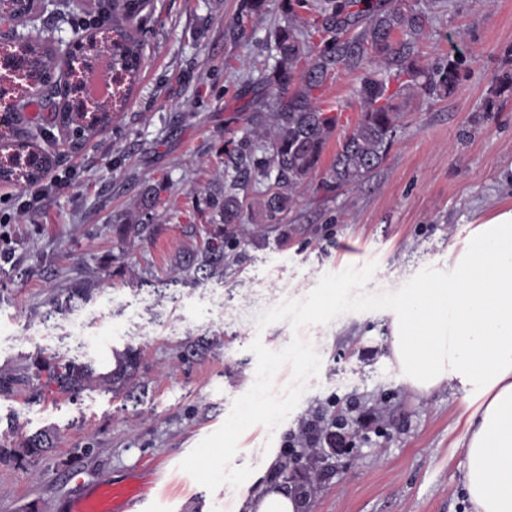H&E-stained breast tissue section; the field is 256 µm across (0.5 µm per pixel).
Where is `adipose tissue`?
<instances>
[{
	"instance_id": "ef3b65f1",
	"label": "adipose tissue",
	"mask_w": 512,
	"mask_h": 512,
	"mask_svg": "<svg viewBox=\"0 0 512 512\" xmlns=\"http://www.w3.org/2000/svg\"><path fill=\"white\" fill-rule=\"evenodd\" d=\"M404 382L480 391L464 415L465 486L475 512H512V210L465 239L435 273L406 289L391 318Z\"/></svg>"
}]
</instances>
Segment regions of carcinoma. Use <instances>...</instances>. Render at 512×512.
Here are the masks:
<instances>
[{"instance_id":"obj_1","label":"carcinoma","mask_w":512,"mask_h":512,"mask_svg":"<svg viewBox=\"0 0 512 512\" xmlns=\"http://www.w3.org/2000/svg\"><path fill=\"white\" fill-rule=\"evenodd\" d=\"M147 7L144 0H100L99 12L112 15V31L125 43L123 70L126 91L134 86L143 55V44L130 30L131 22ZM288 23L274 33L275 64L260 79L259 96L272 100L271 124L261 122L229 151L231 172L224 182V199L212 202L218 222L210 225L195 248L174 258L177 281L196 287L208 280H224L228 252L240 242L234 236L244 214L264 224L279 223L297 192L308 184L338 125L335 108L321 102V89L342 70L363 71L356 94L360 118L352 132L339 142L334 161L322 181L326 191L356 187L384 162L397 136L396 100L419 91L442 97L458 85L462 59L445 61L433 72L418 66L408 43L395 40L396 33L416 34L425 17L406 9L405 0H319L314 17L301 19L298 11L309 9V0H281ZM28 68L50 81L55 76L56 57L42 44L19 47ZM121 108L114 101L98 119V129L76 128L83 141L112 123V112ZM263 178L265 190L251 200L240 196L250 183ZM117 241L149 240L152 224H114ZM98 292L96 283L79 280L50 291L46 317L65 318ZM214 341L197 338L186 343L181 358L190 361L205 355ZM113 363L106 372L89 361L61 355L37 354L21 370L0 369V395L13 394L27 385L34 395L48 391L79 395L92 386L114 391L132 389L141 360V350L132 344L112 351ZM57 435L40 430L25 435L12 448L0 446V463H21L42 457L56 447Z\"/></svg>"}]
</instances>
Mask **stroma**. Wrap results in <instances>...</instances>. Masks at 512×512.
<instances>
[{"mask_svg":"<svg viewBox=\"0 0 512 512\" xmlns=\"http://www.w3.org/2000/svg\"><path fill=\"white\" fill-rule=\"evenodd\" d=\"M407 3L428 17L412 44L417 64L428 70L464 53L458 87L441 98H400L396 140L360 187L319 190L336 153L328 146L282 223L237 226L242 256L220 282L172 284V262L196 246L213 215L210 197L224 194L230 144L252 127L248 80L273 62L269 43L286 23L280 0L245 19L242 0H151L133 24L144 44L140 76L111 126L74 150L46 123L50 172L61 182L22 216L16 199L28 185L0 182V238L12 252L0 262V367H23L39 352L81 353L104 372L113 349L131 344L142 351L139 398L101 386L75 399L35 397L26 386L0 396V445L58 434L55 451L0 464V512H66L64 501L82 490L149 467L161 477L146 512H243L241 489L208 490L179 464L248 391L252 342L279 350L297 334L315 344L320 373L275 431L254 425L241 435L234 466L279 485L267 447L286 458L289 438L312 417L353 423L373 409L375 422L359 429L337 473L309 475L306 512H473L462 412L480 398L446 384L409 390L391 361L390 311L348 313L298 333L286 322L256 325L264 308L303 298L323 274L350 266L376 263L367 291L397 290L424 268H444L474 228L512 209V96L494 94L496 76L512 67V0ZM361 77L339 72L321 91L345 115L338 134L360 117ZM150 191L156 206L146 212ZM133 214L157 225L154 240L117 245L113 225ZM112 254L123 272L110 277ZM26 268L32 276L16 278ZM89 277L101 282L93 301L68 318H45L50 286ZM77 321L84 333L70 335ZM201 336L216 339L212 352L181 361L184 342Z\"/></svg>","mask_w":512,"mask_h":512,"instance_id":"1","label":"stroma"}]
</instances>
